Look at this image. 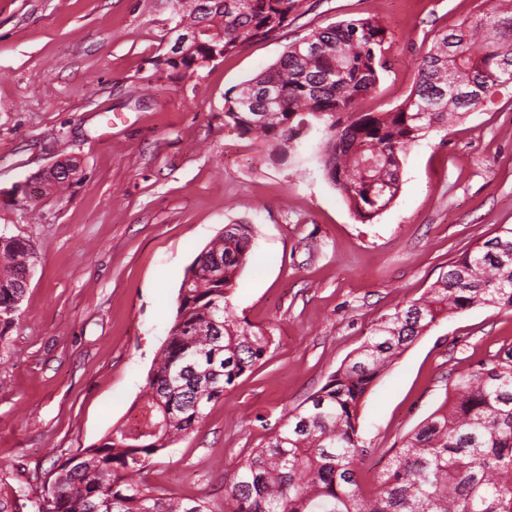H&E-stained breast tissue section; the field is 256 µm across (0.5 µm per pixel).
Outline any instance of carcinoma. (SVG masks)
I'll return each instance as SVG.
<instances>
[{
	"mask_svg": "<svg viewBox=\"0 0 512 512\" xmlns=\"http://www.w3.org/2000/svg\"><path fill=\"white\" fill-rule=\"evenodd\" d=\"M176 4L173 24L199 29V38L155 66L184 77L279 36L310 10L307 0ZM387 38L374 17L312 30L224 95V127L261 139L282 161L317 122L318 159L363 223L398 195L402 157L415 142L512 83V15L492 13L433 38L400 106L364 111ZM450 79L466 98L448 94ZM60 166L64 175L46 181L49 192L78 175L71 161ZM251 249L248 229L228 224L189 266L143 388L139 426H116L57 464L36 494L0 476V512H209L206 501L179 498L141 474L196 432L208 405L266 354L270 337L238 319L230 302ZM35 258L28 242L0 236V336L19 320ZM488 305L512 309V227L451 262L425 296L381 316L355 353L224 481V512H512V347L452 371L444 404L392 454L371 492L356 474L362 399L440 316Z\"/></svg>",
	"mask_w": 512,
	"mask_h": 512,
	"instance_id": "1",
	"label": "carcinoma"
}]
</instances>
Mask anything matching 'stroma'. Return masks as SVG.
I'll return each instance as SVG.
<instances>
[{
    "label": "stroma",
    "instance_id": "obj_1",
    "mask_svg": "<svg viewBox=\"0 0 512 512\" xmlns=\"http://www.w3.org/2000/svg\"><path fill=\"white\" fill-rule=\"evenodd\" d=\"M308 2L278 38L184 77L154 66L169 50L173 0H0V235L38 253L20 319L0 338V466L13 485L40 491L55 463L137 416L184 272L225 225L254 234L233 311L272 344L146 473L211 512H224V479L264 443L267 423L318 390L381 315L512 226V87L413 145L396 199L365 224L314 145L281 162L225 128V93L310 29L367 16L386 27L368 102L386 112L407 97L434 35L489 8ZM64 159L80 169L72 187L22 208L17 186ZM510 347L512 309L493 305L418 338L360 404L362 485L443 404L451 369Z\"/></svg>",
    "mask_w": 512,
    "mask_h": 512
}]
</instances>
